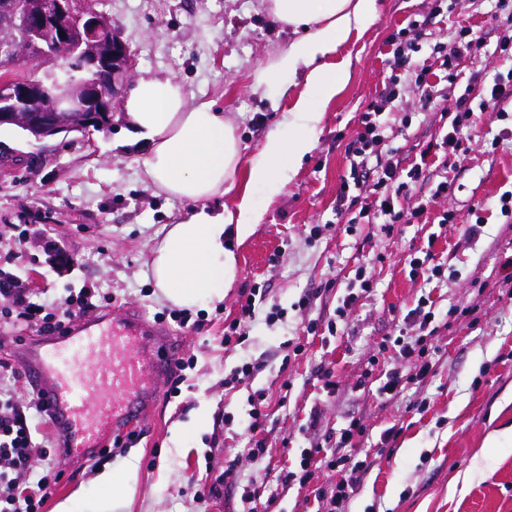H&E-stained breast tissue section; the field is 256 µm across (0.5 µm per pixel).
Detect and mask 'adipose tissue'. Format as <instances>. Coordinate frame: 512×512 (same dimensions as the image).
<instances>
[{"instance_id": "ef3b65f1", "label": "adipose tissue", "mask_w": 512, "mask_h": 512, "mask_svg": "<svg viewBox=\"0 0 512 512\" xmlns=\"http://www.w3.org/2000/svg\"><path fill=\"white\" fill-rule=\"evenodd\" d=\"M268 8L280 25L301 35L271 54L254 82L268 85L283 73L300 71L305 84L288 113L291 135L270 134L248 169V185L276 188L312 151L311 132L323 118L322 104L349 78L348 63L329 66L326 58L368 23L376 0H269ZM123 109L131 140L145 147L142 166L148 186L193 206L190 214L170 224L153 252L150 271L160 297L187 309L223 299L236 278L232 243L244 240L260 221L247 193L234 207L217 212L208 206L235 186L241 146L232 121L213 102L188 104L184 87L169 79L139 80Z\"/></svg>"}]
</instances>
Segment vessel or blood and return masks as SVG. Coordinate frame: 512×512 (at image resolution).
I'll return each instance as SVG.
<instances>
[{
  "instance_id": "1",
  "label": "vessel or blood",
  "mask_w": 512,
  "mask_h": 512,
  "mask_svg": "<svg viewBox=\"0 0 512 512\" xmlns=\"http://www.w3.org/2000/svg\"><path fill=\"white\" fill-rule=\"evenodd\" d=\"M38 357L35 387L56 419L59 445L84 456L106 433L128 431L152 396L149 371L176 367L164 333L131 312L55 333Z\"/></svg>"
}]
</instances>
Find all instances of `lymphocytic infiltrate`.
I'll list each match as a JSON object with an SVG mask.
<instances>
[{"label": "lymphocytic infiltrate", "instance_id": "lymphocytic-infiltrate-1", "mask_svg": "<svg viewBox=\"0 0 512 512\" xmlns=\"http://www.w3.org/2000/svg\"><path fill=\"white\" fill-rule=\"evenodd\" d=\"M399 98L396 80L386 81L377 97L367 104L361 115L362 129L349 149V169L342 178L336 195L337 219L352 218L354 223L378 224L393 230L398 224L422 223L428 211L426 203L405 208L400 197L410 195L412 187L422 175L419 166L403 168L392 159L384 158V130L378 118ZM512 104V69L497 73L480 102H473L469 93L452 99L445 110L449 125L441 141L429 144L426 155L438 156L456 153L466 131L476 126L480 111L503 110ZM0 296L13 300V307L0 314V325L12 327L19 321L39 319L38 333L50 335L69 327L73 318L83 315L94 305V291L80 289L59 313H43L41 305L7 279H0ZM361 430L357 421L342 428L329 450L306 448L301 452L298 470L286 471L284 482L306 483L309 468L315 460H323L327 468L336 470L340 478L329 492L318 495L317 512H343L345 503L353 496L359 478L368 465L365 461H351L341 455V448L350 444ZM46 449L36 447L30 428L17 414L10 400L0 399V512H38L50 494L47 478H33L36 463L46 461Z\"/></svg>", "mask_w": 512, "mask_h": 512}]
</instances>
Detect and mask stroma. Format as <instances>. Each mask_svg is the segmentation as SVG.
I'll return each instance as SVG.
<instances>
[{"label":"stroma","mask_w":512,"mask_h":512,"mask_svg":"<svg viewBox=\"0 0 512 512\" xmlns=\"http://www.w3.org/2000/svg\"><path fill=\"white\" fill-rule=\"evenodd\" d=\"M440 0H377V13L359 33L328 57L348 62L350 78L313 130L314 148L291 179L276 189L250 188L261 221L235 245L237 276L223 302L191 310L199 332L173 321L174 305L161 299L150 272L151 251L166 224L190 210L189 203L158 194L144 181L142 144L126 140L121 104L112 126L87 135L34 139L21 129L0 128V275L10 276L34 302L63 305L71 292L96 288L112 304L86 314L94 321L119 317L128 307L145 312L150 324L171 334L178 356L192 358L177 397H168V374L152 378L157 399L137 425L136 442L91 456L61 455V475L41 512H97L111 497L101 476L128 464L137 467L132 495L116 512H242L251 498L257 512H315L317 492L329 490L335 471L312 466L304 484L284 485L279 477L299 466L302 449L323 444L350 421L364 427L345 448L368 469L344 512H512V440L489 447L503 427L512 426V219L502 216L499 198L512 191V105L506 116L483 113L463 151L447 165H422L413 198L430 200L425 224H398L393 233L337 223L336 194L348 168V148L359 118L390 74L401 96L384 112L387 147L402 167L420 163V153L448 129L440 109L419 110L417 87L406 71L388 65L391 36L409 20L422 21L425 60L433 46H449L458 27H471L481 49L462 62L468 84L440 82L439 96L470 92L481 98L494 75L512 68L495 52L500 37L512 34V12L495 0H455L452 12L435 14ZM108 16L128 45L132 80L171 79L183 85L189 102L214 101L232 117L243 163L260 151L273 132L288 135L285 112L304 89L303 76L284 75L258 89L254 74L269 54L295 37L266 9L265 0H89ZM498 140L496 151L486 144ZM448 182V196L435 197ZM453 223L436 224L445 211ZM484 217L478 240L464 238L466 225ZM322 226L311 236L314 226ZM430 251L445 272L433 280L408 275L411 254ZM76 256L63 264L58 252ZM376 282L370 297L351 312L338 335H308V320L327 322L358 269ZM264 289L267 302L256 310L248 336L224 348L225 325L238 316L241 291ZM435 302L436 348L424 381L412 378L415 362L401 358L394 342L414 337L405 319L419 298ZM310 299L311 307L298 303ZM282 317L267 322L270 306ZM299 340L303 354L288 355L284 344ZM250 362L254 376L225 385L237 366ZM334 371L325 390L320 368ZM398 368L401 393L392 401L378 394L385 370ZM370 373L367 385L358 378ZM262 391L267 417L256 434L247 425L251 396ZM317 428H307L311 408ZM395 438L384 439L388 428ZM262 440V465L247 457L250 439ZM224 475L217 492L198 483L205 471Z\"/></svg>","instance_id":"35a3bbf8"}]
</instances>
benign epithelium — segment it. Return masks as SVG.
Segmentation results:
<instances>
[{
    "instance_id": "benign-epithelium-1",
    "label": "benign epithelium",
    "mask_w": 512,
    "mask_h": 512,
    "mask_svg": "<svg viewBox=\"0 0 512 512\" xmlns=\"http://www.w3.org/2000/svg\"><path fill=\"white\" fill-rule=\"evenodd\" d=\"M21 16L33 38L23 47L28 62L49 63L34 81L11 62L0 63V126L20 125L54 136L67 127L64 113H74L78 132L100 128L131 73V56L105 15L85 6V0H5ZM112 73V92L99 86L97 71Z\"/></svg>"
}]
</instances>
